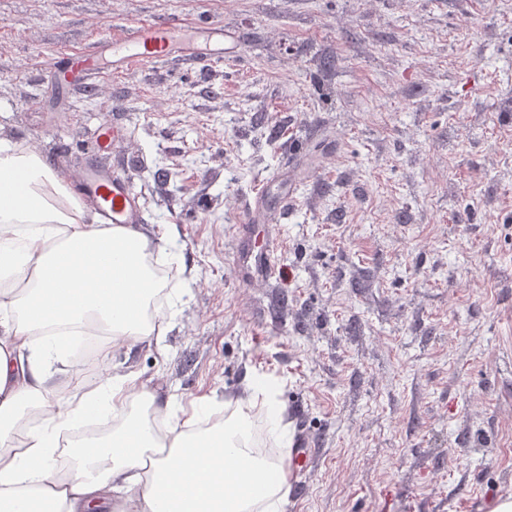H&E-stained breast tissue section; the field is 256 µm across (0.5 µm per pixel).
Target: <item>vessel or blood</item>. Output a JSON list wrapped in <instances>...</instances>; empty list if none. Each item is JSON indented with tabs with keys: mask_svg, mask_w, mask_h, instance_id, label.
<instances>
[{
	"mask_svg": "<svg viewBox=\"0 0 512 512\" xmlns=\"http://www.w3.org/2000/svg\"><path fill=\"white\" fill-rule=\"evenodd\" d=\"M179 28V23L169 20L139 24L128 40L113 44L111 58H104L98 48L93 47L83 53L68 56L63 62V69L77 76L95 74L105 77L118 74L123 63L128 60L149 61L169 56ZM73 188L76 194L96 206L105 223L141 224L145 221L128 178L92 166L75 178ZM268 190V180L257 181L254 205L243 212L242 223H267ZM280 249V241L270 237L258 246L246 238L241 240L233 255V262L244 268L247 275L269 282L277 279L280 274Z\"/></svg>",
	"mask_w": 512,
	"mask_h": 512,
	"instance_id": "vessel-or-blood-1",
	"label": "vessel or blood"
}]
</instances>
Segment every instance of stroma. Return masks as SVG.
Wrapping results in <instances>:
<instances>
[{"instance_id":"stroma-1","label":"stroma","mask_w":512,"mask_h":512,"mask_svg":"<svg viewBox=\"0 0 512 512\" xmlns=\"http://www.w3.org/2000/svg\"><path fill=\"white\" fill-rule=\"evenodd\" d=\"M158 19L223 23L227 56L53 78L58 53ZM107 124L122 138L93 155ZM0 134L130 176L195 273L160 344L99 343L66 378L107 360L187 402L277 379L320 448L284 512L512 494V0H0ZM267 176L270 283L232 263Z\"/></svg>"}]
</instances>
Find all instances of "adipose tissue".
I'll use <instances>...</instances> for the list:
<instances>
[{
    "instance_id": "1",
    "label": "adipose tissue",
    "mask_w": 512,
    "mask_h": 512,
    "mask_svg": "<svg viewBox=\"0 0 512 512\" xmlns=\"http://www.w3.org/2000/svg\"><path fill=\"white\" fill-rule=\"evenodd\" d=\"M70 172L37 148L0 137V512H282L284 457L256 452L253 419L288 441L272 393L252 382L184 406L139 374L61 396L51 339L69 330L115 349L161 339L174 291L153 266L181 265L175 232L160 245L134 224H104L72 189ZM69 449L60 471L55 448Z\"/></svg>"
}]
</instances>
